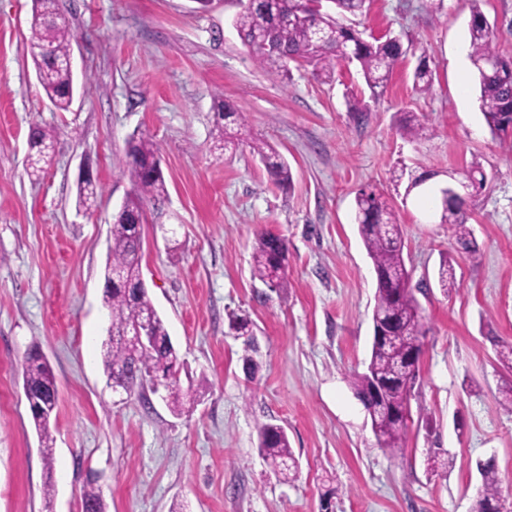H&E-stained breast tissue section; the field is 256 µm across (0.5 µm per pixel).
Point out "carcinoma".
<instances>
[{"label":"carcinoma","mask_w":512,"mask_h":512,"mask_svg":"<svg viewBox=\"0 0 512 512\" xmlns=\"http://www.w3.org/2000/svg\"><path fill=\"white\" fill-rule=\"evenodd\" d=\"M336 13L358 15L365 12L369 0H330ZM469 60L477 82L479 109L492 136L512 149V59L497 50L492 26L481 11V0H470ZM241 10L235 26L243 44L254 60L269 73L285 79L288 65L296 63L311 68L316 79L330 80L336 67L344 62L356 65L371 94L385 87L398 61L406 51L396 38L367 40L354 28L341 24L327 12L312 11L305 0H239ZM34 13L42 21L33 23L30 54L36 78L45 96L59 111L69 110L72 77L69 69L72 33L59 22L58 0H34ZM490 60L498 66L487 65ZM231 107L220 100L215 105L218 141L224 142V120L235 117ZM403 137L420 140L432 134L414 112L400 120ZM36 142L29 151L30 174L38 177L51 161L52 131L35 128ZM253 156L265 166L272 181L286 189L292 184L288 161L264 140L248 143ZM127 172L134 194L112 216L108 259L104 280L114 275L121 282L105 286L104 306L110 320L109 339L104 343L103 365L107 376L117 375L126 389H150L161 384L163 400L171 411L182 414L194 407L198 398L182 388L177 350L164 320L155 309L141 283V235L132 224L142 219L143 201L161 200L167 194L158 149L151 138L142 134L128 145ZM99 184L81 181L77 186V206L88 212L96 205ZM440 223L449 224L458 241L470 243L466 200L458 196L440 199ZM355 221L376 275L375 307L390 320L388 342H372L371 355L364 372L354 376L352 386L366 410L379 447L392 457L403 449L412 419L411 399L418 376V363L410 359L421 354L415 346L422 332V315L406 269L401 224L382 195L360 190L355 197ZM288 245L271 234H260L254 247L252 276L281 295L291 287L286 271ZM147 321L155 345L149 349L134 341L136 327ZM23 386L33 401L30 415L46 461L52 460L54 438L51 420L57 405V385L50 366L40 357L27 356ZM258 451L284 481L292 479L297 458L290 448L283 427L265 423L258 434ZM482 488L475 512H502V494L496 465L488 461L479 465ZM86 512H106L95 488L83 490Z\"/></svg>","instance_id":"cac0c4a2"}]
</instances>
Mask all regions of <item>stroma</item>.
Segmentation results:
<instances>
[{
  "label": "stroma",
  "instance_id": "1",
  "mask_svg": "<svg viewBox=\"0 0 512 512\" xmlns=\"http://www.w3.org/2000/svg\"><path fill=\"white\" fill-rule=\"evenodd\" d=\"M73 34L77 92L69 110L46 99L30 56L32 0H0V512H82L86 485L106 512H473L478 462L494 460L512 512V414L498 404L512 372V154L483 123L471 70L468 0H370L346 22L363 36L408 46L380 96L354 66L333 81L290 67L261 68L234 26L235 0H59ZM428 54L433 82L415 86ZM253 136L287 158L291 189L275 187L248 147L218 149L216 92ZM367 99L364 123L347 99ZM432 136L411 141L400 113ZM54 129V154L28 174V134ZM149 134L167 195L144 204L141 267L149 297L196 390L173 414L147 390L113 395L102 364L108 322L104 267L112 215L133 194L126 143ZM480 164L487 182L469 204V245L422 201L450 175ZM90 166L95 209L75 207ZM426 181L414 191L392 179ZM373 190L396 211L403 255L423 316L415 400L405 452L378 447L350 384L372 345L376 277L354 219V197ZM288 243L287 295L251 274L259 233ZM449 263L454 288L438 284ZM246 318L257 365L247 376ZM58 388L52 468H45L23 392L29 352ZM282 426L299 460L279 481L258 453V428ZM447 452L446 471L428 456ZM52 497H45V480Z\"/></svg>",
  "mask_w": 512,
  "mask_h": 512
}]
</instances>
